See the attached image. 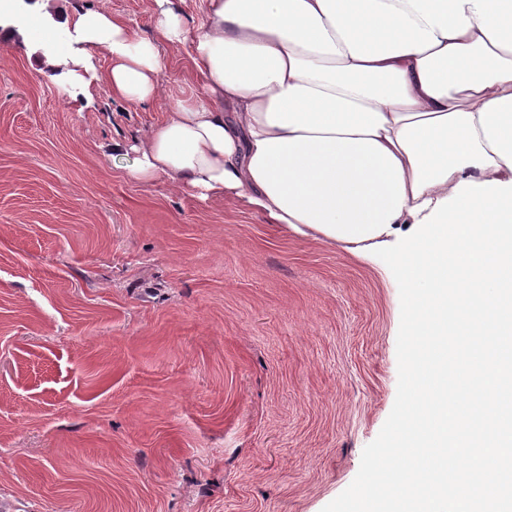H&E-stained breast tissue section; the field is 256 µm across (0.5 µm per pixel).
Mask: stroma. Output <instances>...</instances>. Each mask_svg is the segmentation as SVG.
Segmentation results:
<instances>
[{
  "instance_id": "obj_1",
  "label": "stroma",
  "mask_w": 512,
  "mask_h": 512,
  "mask_svg": "<svg viewBox=\"0 0 512 512\" xmlns=\"http://www.w3.org/2000/svg\"><path fill=\"white\" fill-rule=\"evenodd\" d=\"M153 38L154 0H80ZM0 19V506L355 512L409 395L385 253L132 179L112 143L163 118L36 70ZM168 95L200 91L182 50Z\"/></svg>"
}]
</instances>
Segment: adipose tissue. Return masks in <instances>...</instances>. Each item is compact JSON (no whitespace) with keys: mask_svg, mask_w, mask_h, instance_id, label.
<instances>
[{"mask_svg":"<svg viewBox=\"0 0 512 512\" xmlns=\"http://www.w3.org/2000/svg\"><path fill=\"white\" fill-rule=\"evenodd\" d=\"M155 36L108 11L32 0L63 50L39 73L109 61L112 92L161 94L180 45L202 89L134 144L138 181L249 205L357 252L409 288L414 400L396 433L399 495L362 512H512V0H204L192 30L155 0ZM471 463L456 464L452 436Z\"/></svg>","mask_w":512,"mask_h":512,"instance_id":"1","label":"adipose tissue"}]
</instances>
